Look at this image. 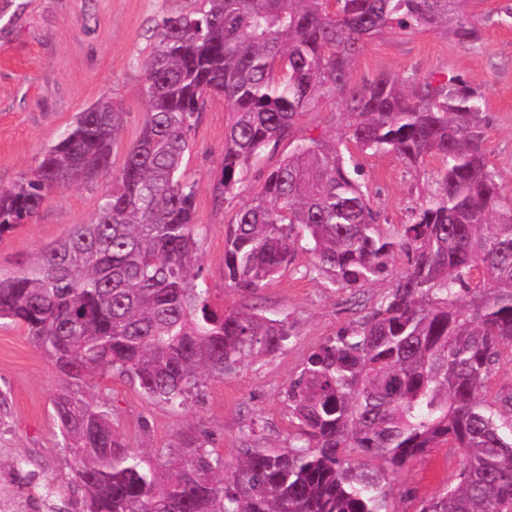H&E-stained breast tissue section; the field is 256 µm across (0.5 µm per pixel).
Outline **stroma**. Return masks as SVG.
<instances>
[{
  "label": "stroma",
  "mask_w": 512,
  "mask_h": 512,
  "mask_svg": "<svg viewBox=\"0 0 512 512\" xmlns=\"http://www.w3.org/2000/svg\"><path fill=\"white\" fill-rule=\"evenodd\" d=\"M505 0H465L462 15L477 22L480 41L459 44L442 30L389 34L368 42L356 58L352 81L381 73L438 81L461 75L486 98L491 160L504 187L512 188V25L497 21ZM196 0H0V186L8 187L35 168L42 153L69 129L76 116L101 100L122 105L124 127L112 147L109 175L81 180L53 191L34 221L0 236V269L36 257L78 224L88 223L112 187L146 116L141 95V61L153 26L163 16L195 7ZM229 114L220 98L208 102L191 132L183 170L197 184V222L204 228L197 266L215 305L234 308L240 295L224 281V238L228 224L263 176L287 155V143L267 150L243 175L233 194L216 199L214 183L224 156ZM364 178L378 193L374 205L389 223L400 224L432 172H413L392 154L364 155ZM310 257L299 253L296 269L283 271L249 299L267 316L295 325L284 347L260 363L206 380L181 409L150 399L126 380L105 373L87 377L90 398H108L112 422L130 452L157 453L196 435L235 464L244 444L285 446L294 431L285 392L310 351L386 294L390 278L351 291L300 277ZM63 381L43 351L22 329L0 325V459L27 455L37 478L53 477L72 496L71 462L53 417L52 400ZM348 456L379 479L388 492L389 512H417L459 468L453 448L433 449L394 472L378 458L349 449Z\"/></svg>",
  "instance_id": "1"
}]
</instances>
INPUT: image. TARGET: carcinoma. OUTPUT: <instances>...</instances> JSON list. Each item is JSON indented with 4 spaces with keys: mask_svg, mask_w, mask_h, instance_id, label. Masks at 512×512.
I'll use <instances>...</instances> for the list:
<instances>
[{
    "mask_svg": "<svg viewBox=\"0 0 512 512\" xmlns=\"http://www.w3.org/2000/svg\"><path fill=\"white\" fill-rule=\"evenodd\" d=\"M161 18L142 62L146 117L96 215L9 272L0 320L25 330L66 385L53 415L72 459L75 502L52 478L28 498L48 512H388L387 493L345 455L358 448L401 470L433 448L457 449L456 484L419 512H512V190L488 149L484 95L459 76L434 83L387 73L352 83L355 58L388 34L452 27L464 46L478 26L464 0H198ZM230 112L215 191H234L252 159L291 146L224 238V280L250 296L305 242L306 275L356 289L406 257L387 294L307 357L286 390L296 434L284 447L224 458L187 436L156 456L130 454L107 400L85 379L112 372L181 407L204 380L280 350L286 318L244 304L222 309L193 273L196 184L182 166L209 99ZM342 133L296 137L322 103ZM124 112L110 101L76 117L38 166L0 186V236L29 224L51 192L110 163ZM393 153L416 170L438 161L407 221L382 229L350 147ZM30 460L11 468L30 482Z\"/></svg>",
    "mask_w": 512,
    "mask_h": 512,
    "instance_id": "1",
    "label": "carcinoma"
}]
</instances>
